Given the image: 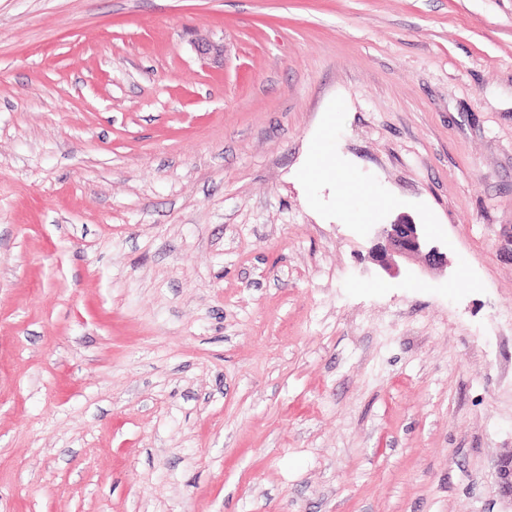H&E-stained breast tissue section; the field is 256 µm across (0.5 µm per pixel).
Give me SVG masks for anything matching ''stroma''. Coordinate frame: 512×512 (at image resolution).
Masks as SVG:
<instances>
[{
    "label": "stroma",
    "mask_w": 512,
    "mask_h": 512,
    "mask_svg": "<svg viewBox=\"0 0 512 512\" xmlns=\"http://www.w3.org/2000/svg\"><path fill=\"white\" fill-rule=\"evenodd\" d=\"M337 96L485 292L346 295ZM511 237L512 0H0V512H512Z\"/></svg>",
    "instance_id": "1"
}]
</instances>
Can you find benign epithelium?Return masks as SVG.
Listing matches in <instances>:
<instances>
[{
    "mask_svg": "<svg viewBox=\"0 0 512 512\" xmlns=\"http://www.w3.org/2000/svg\"><path fill=\"white\" fill-rule=\"evenodd\" d=\"M199 51L212 63L224 64V44L205 42L199 45ZM371 253L393 277L400 275L403 264L414 258L421 259L429 270L448 266V255L424 238L419 225L406 221L380 225ZM496 477L502 494L512 499V454L498 462Z\"/></svg>",
    "mask_w": 512,
    "mask_h": 512,
    "instance_id": "obj_1",
    "label": "benign epithelium"
}]
</instances>
